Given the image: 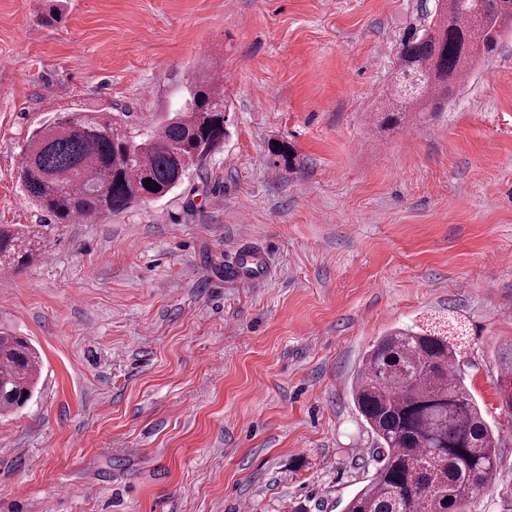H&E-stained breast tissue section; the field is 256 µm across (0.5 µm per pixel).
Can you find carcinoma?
I'll return each instance as SVG.
<instances>
[{"label":"carcinoma","instance_id":"1","mask_svg":"<svg viewBox=\"0 0 512 512\" xmlns=\"http://www.w3.org/2000/svg\"><path fill=\"white\" fill-rule=\"evenodd\" d=\"M423 33L405 43L389 94L424 109L453 94L470 63L493 53L512 30V0H437ZM224 90L200 79L190 103L163 125L127 135L107 108L55 114L27 137L22 191L54 224L120 213L164 197L185 178V161L224 144ZM34 230L0 226V270L16 271L48 252ZM500 407L512 413V346L501 353ZM40 355L23 336L0 333V414L32 397ZM354 402L376 437L375 471L344 512H464L497 472L500 434L465 383L448 331L411 326L380 338L366 355Z\"/></svg>","mask_w":512,"mask_h":512}]
</instances>
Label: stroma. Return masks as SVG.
Segmentation results:
<instances>
[{"label":"stroma","mask_w":512,"mask_h":512,"mask_svg":"<svg viewBox=\"0 0 512 512\" xmlns=\"http://www.w3.org/2000/svg\"><path fill=\"white\" fill-rule=\"evenodd\" d=\"M43 5L0 0V225L50 242L0 273V331L42 359L0 415V512H344L375 469L364 356L431 323L503 435L467 512H512V34L443 111L384 127L434 0H63L50 22ZM218 61L229 135L168 195L87 224L26 201L22 149L54 111L152 130ZM241 248L260 279L228 276ZM500 407L512 414V345L501 353L500 361Z\"/></svg>","instance_id":"stroma-1"}]
</instances>
